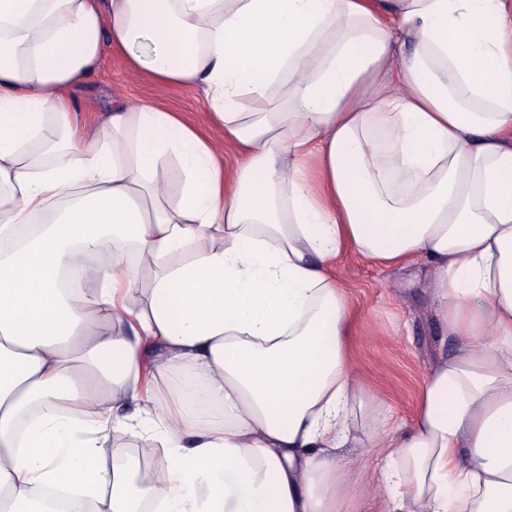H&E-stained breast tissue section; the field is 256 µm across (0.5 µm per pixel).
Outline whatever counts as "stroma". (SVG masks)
I'll list each match as a JSON object with an SVG mask.
<instances>
[{
	"label": "stroma",
	"mask_w": 512,
	"mask_h": 512,
	"mask_svg": "<svg viewBox=\"0 0 512 512\" xmlns=\"http://www.w3.org/2000/svg\"><path fill=\"white\" fill-rule=\"evenodd\" d=\"M73 96L91 118H106L118 100L153 101L172 108L212 140L225 166L236 161L234 146L210 125L208 106L199 92L130 73L115 53H104L97 72L75 88ZM335 272L355 316L350 339L355 367L392 419L410 424L417 391L431 364L458 348L435 316L427 266L421 262L403 270L385 269L347 250L337 258Z\"/></svg>",
	"instance_id": "35a3bbf8"
}]
</instances>
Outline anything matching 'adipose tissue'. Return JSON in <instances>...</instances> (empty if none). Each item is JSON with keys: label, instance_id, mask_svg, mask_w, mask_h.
<instances>
[{"label": "adipose tissue", "instance_id": "ef3b65f1", "mask_svg": "<svg viewBox=\"0 0 512 512\" xmlns=\"http://www.w3.org/2000/svg\"><path fill=\"white\" fill-rule=\"evenodd\" d=\"M107 49L202 89L235 166L160 106L79 122ZM0 239V512H338L361 445L382 512H512V0H0ZM348 249L426 261L459 340L409 427L348 353ZM118 430L166 467L106 469Z\"/></svg>", "mask_w": 512, "mask_h": 512}]
</instances>
